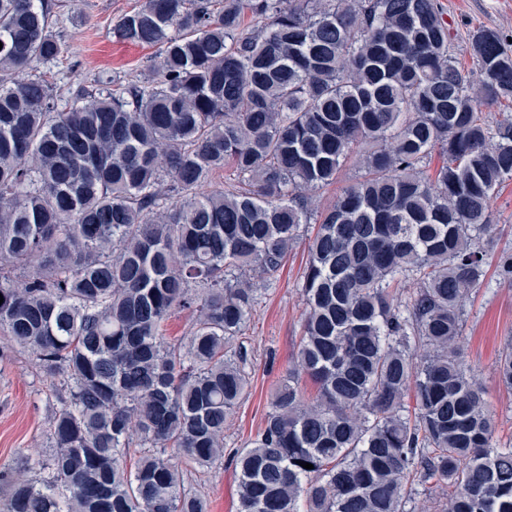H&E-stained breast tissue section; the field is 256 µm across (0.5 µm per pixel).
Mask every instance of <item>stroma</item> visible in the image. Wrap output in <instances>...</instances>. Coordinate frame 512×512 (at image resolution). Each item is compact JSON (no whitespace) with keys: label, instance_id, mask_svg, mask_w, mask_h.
<instances>
[{"label":"stroma","instance_id":"1","mask_svg":"<svg viewBox=\"0 0 512 512\" xmlns=\"http://www.w3.org/2000/svg\"><path fill=\"white\" fill-rule=\"evenodd\" d=\"M142 0H61L55 30L69 39L70 51L43 71L58 93L69 86L112 78L143 77L160 61L154 47L116 38L121 17ZM448 22V44L465 68H473L469 34L479 28L512 39V0H439ZM307 238H300L286 263L263 277L256 303L241 338L247 355L250 387L224 431L223 461L205 471L185 472L186 486L205 492L208 512H237L238 476L231 461L236 448L255 438L264 426L274 389L291 368L298 350L304 304L299 290L307 261ZM463 363L480 383L494 414V439L512 443V391L498 382L496 365L512 336V285L486 277L464 306ZM61 406V394L38 376L24 355L0 358V465L19 464L22 457L49 455L47 431Z\"/></svg>","mask_w":512,"mask_h":512}]
</instances>
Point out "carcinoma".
I'll list each match as a JSON object with an SVG mask.
<instances>
[{"mask_svg":"<svg viewBox=\"0 0 512 512\" xmlns=\"http://www.w3.org/2000/svg\"><path fill=\"white\" fill-rule=\"evenodd\" d=\"M56 6L0 0V356L65 391L52 452L0 467V512H207L184 467L224 460L251 274L314 216L296 363L233 453L237 512H416L417 487L444 484L441 512H512V446L459 346L512 179V113L486 116L512 107L506 40L474 31L466 71L438 0H144L114 35L160 69L62 106L36 73L68 52ZM359 148L364 173L314 212L307 192ZM495 273L512 282V248ZM498 375L512 388V339Z\"/></svg>","mask_w":512,"mask_h":512,"instance_id":"carcinoma-1","label":"carcinoma"}]
</instances>
